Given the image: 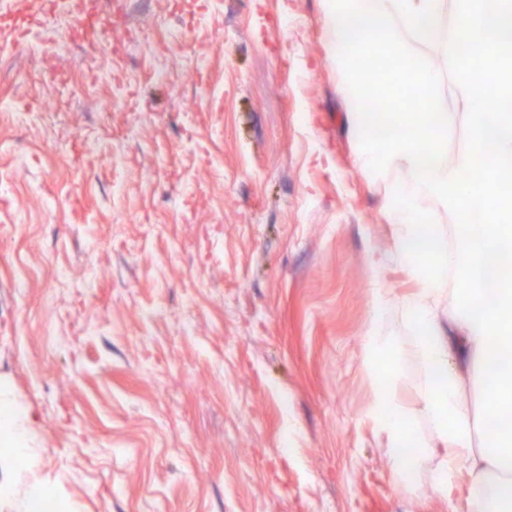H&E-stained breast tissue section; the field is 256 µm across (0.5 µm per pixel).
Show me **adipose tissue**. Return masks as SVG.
Returning a JSON list of instances; mask_svg holds the SVG:
<instances>
[{"instance_id":"1","label":"adipose tissue","mask_w":512,"mask_h":512,"mask_svg":"<svg viewBox=\"0 0 512 512\" xmlns=\"http://www.w3.org/2000/svg\"><path fill=\"white\" fill-rule=\"evenodd\" d=\"M403 41L422 53L447 48V0H384ZM447 289L421 284L405 303L407 318L416 329L415 350L422 376L418 394L433 436H411L412 416L390 388L375 377V397L369 414L387 441L389 470L403 478L419 473L431 449L443 451V462L431 475L433 492H444L455 469L470 475L469 494L460 512H512V360L502 367L495 410L503 417L499 429H490L475 415L463 395L474 381L482 340L458 315L439 320V305ZM0 442L27 460L40 454V437L27 407L10 384L0 381Z\"/></svg>"}]
</instances>
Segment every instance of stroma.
Wrapping results in <instances>:
<instances>
[{"mask_svg": "<svg viewBox=\"0 0 512 512\" xmlns=\"http://www.w3.org/2000/svg\"><path fill=\"white\" fill-rule=\"evenodd\" d=\"M123 5L124 46L75 21ZM325 0H75L58 124L40 117V0L0 7V379L36 462L13 490L72 512H454L402 484L375 371L429 436L419 286L357 163ZM384 293L392 353L365 360Z\"/></svg>", "mask_w": 512, "mask_h": 512, "instance_id": "1", "label": "stroma"}]
</instances>
